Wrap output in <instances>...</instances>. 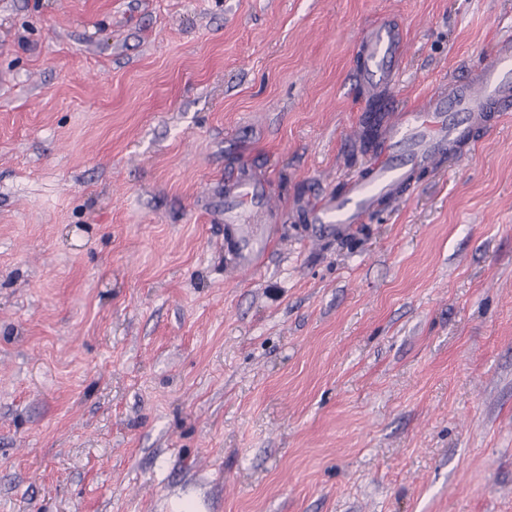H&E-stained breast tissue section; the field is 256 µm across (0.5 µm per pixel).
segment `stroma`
I'll return each instance as SVG.
<instances>
[{"label": "stroma", "mask_w": 512, "mask_h": 512, "mask_svg": "<svg viewBox=\"0 0 512 512\" xmlns=\"http://www.w3.org/2000/svg\"><path fill=\"white\" fill-rule=\"evenodd\" d=\"M507 38L512 0H0V512H512V112L308 221ZM402 47L399 29L382 23L367 37L363 72L367 84H387L396 77L397 61ZM264 187L256 182L242 183L233 190V200L224 204V223L227 231L232 224H250L263 214Z\"/></svg>", "instance_id": "35a3bbf8"}]
</instances>
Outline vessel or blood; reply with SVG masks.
Listing matches in <instances>:
<instances>
[{"mask_svg":"<svg viewBox=\"0 0 512 512\" xmlns=\"http://www.w3.org/2000/svg\"><path fill=\"white\" fill-rule=\"evenodd\" d=\"M402 47L399 29L383 23L367 37L363 72L366 83L386 84L397 72ZM512 106V41H501L492 62L466 79L449 82L419 110L402 109L391 116L383 150L364 172L348 179L342 191L328 195L310 213L316 224L345 228L363 223L381 202L396 198L417 169L431 167L467 140L474 129ZM265 191L256 182L242 183L224 206V223L248 224L262 212Z\"/></svg>","mask_w":512,"mask_h":512,"instance_id":"vessel-or-blood-1","label":"vessel or blood"}]
</instances>
